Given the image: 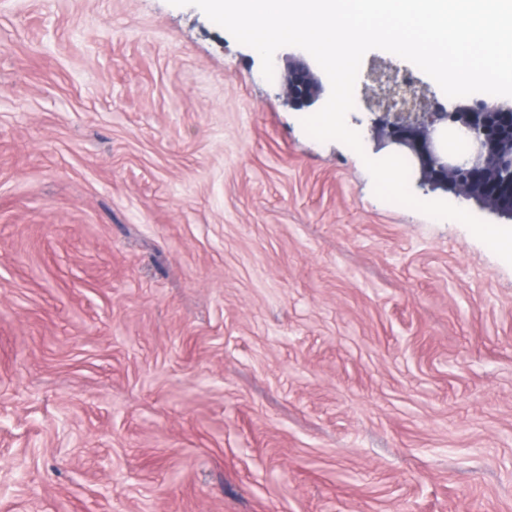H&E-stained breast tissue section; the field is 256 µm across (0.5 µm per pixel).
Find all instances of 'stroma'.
Masks as SVG:
<instances>
[{
    "mask_svg": "<svg viewBox=\"0 0 512 512\" xmlns=\"http://www.w3.org/2000/svg\"><path fill=\"white\" fill-rule=\"evenodd\" d=\"M169 0H0V512H512V265L379 199Z\"/></svg>",
    "mask_w": 512,
    "mask_h": 512,
    "instance_id": "1",
    "label": "stroma"
}]
</instances>
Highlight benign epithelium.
Here are the masks:
<instances>
[{
    "label": "benign epithelium",
    "mask_w": 512,
    "mask_h": 512,
    "mask_svg": "<svg viewBox=\"0 0 512 512\" xmlns=\"http://www.w3.org/2000/svg\"><path fill=\"white\" fill-rule=\"evenodd\" d=\"M388 93L365 91L369 105L381 109L372 128L376 151L400 154L417 167L418 184L476 200L483 208L512 220V106L456 105L450 111L418 82L384 75ZM288 104L313 105L323 86L302 60L288 62L283 76Z\"/></svg>",
    "instance_id": "obj_1"
}]
</instances>
